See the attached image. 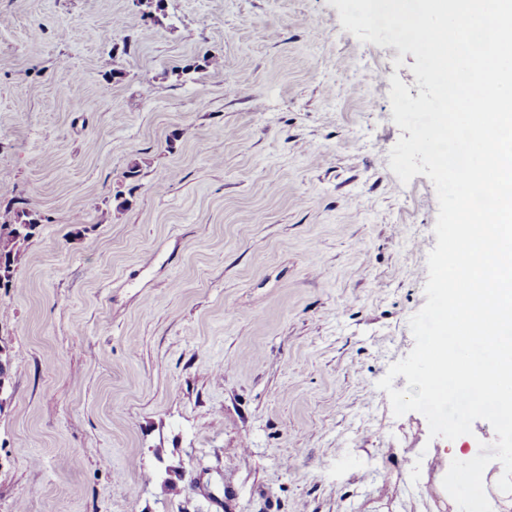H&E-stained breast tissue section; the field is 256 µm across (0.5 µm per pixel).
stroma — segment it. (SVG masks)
I'll return each instance as SVG.
<instances>
[{
  "mask_svg": "<svg viewBox=\"0 0 512 512\" xmlns=\"http://www.w3.org/2000/svg\"><path fill=\"white\" fill-rule=\"evenodd\" d=\"M415 62L327 0H0V217L42 218L0 512H459L451 441L377 387L437 242L389 167Z\"/></svg>",
  "mask_w": 512,
  "mask_h": 512,
  "instance_id": "obj_1",
  "label": "stroma"
}]
</instances>
